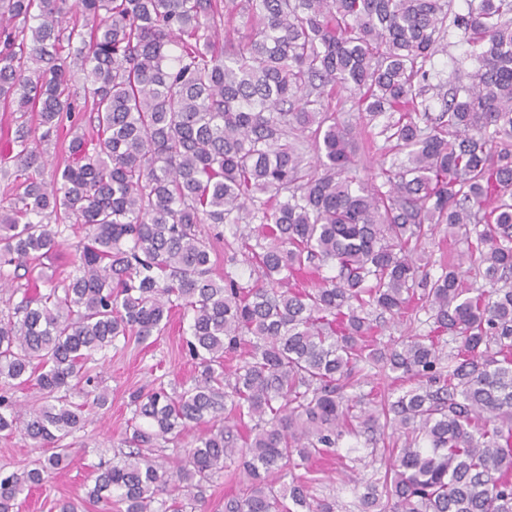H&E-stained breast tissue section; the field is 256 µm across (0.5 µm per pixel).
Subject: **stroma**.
<instances>
[{"label": "stroma", "mask_w": 512, "mask_h": 512, "mask_svg": "<svg viewBox=\"0 0 512 512\" xmlns=\"http://www.w3.org/2000/svg\"><path fill=\"white\" fill-rule=\"evenodd\" d=\"M332 105L337 118L353 129L352 150L358 177L371 181L381 164L393 160L390 142L379 134L377 127L367 125L361 113L352 109L348 93L336 96ZM201 232L213 247L211 258L215 274L228 270L240 278L249 277L251 268L229 226L205 224ZM84 369L95 378L100 389L107 392L109 402L100 409L87 402L82 394H72V401L84 407L86 426L66 440L67 466L58 470L45 487L20 500V512H53L54 502L68 497L83 500L85 512H116L115 505L89 502L85 496L92 485L93 468L112 462L127 450L125 438L132 417L131 393L159 383L168 388L180 386L192 377L195 365L183 348L180 315L175 312L167 330L156 341L141 343L135 337H128L117 347L95 354ZM49 454V449L32 447L30 440L20 433H0V472L33 468ZM358 456V461L349 464L330 457L315 465L320 479L316 494L335 499L336 512H360V492L343 484L344 475L350 474L363 481L378 478L385 471L383 452L363 448Z\"/></svg>", "instance_id": "stroma-1"}]
</instances>
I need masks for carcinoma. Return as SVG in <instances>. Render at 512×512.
<instances>
[{"mask_svg": "<svg viewBox=\"0 0 512 512\" xmlns=\"http://www.w3.org/2000/svg\"><path fill=\"white\" fill-rule=\"evenodd\" d=\"M466 4L0 0V100L20 112L0 168L26 171L0 206V279L56 253L63 227H88L68 280L0 320V385L33 380L50 398L24 413L0 394V432L44 448L83 428L79 405L55 393L105 406L81 363L161 335L179 309L197 374L131 394L130 451L97 468L90 500L200 510L240 457L246 482L224 512H335L312 493L313 461L346 435L375 446L388 431L393 461L366 483L362 512H512V0ZM238 15L247 43L215 53L218 24ZM454 31L482 65L434 113L427 63ZM343 90L368 122L386 118L395 157L379 183L350 176L349 131L330 112ZM76 110L96 137L72 125L68 163L48 182L38 146ZM199 224L231 225L260 277L213 278ZM439 224L485 287L459 263L437 275L420 263ZM415 308L428 333L379 347L375 315ZM365 366L392 389L348 394ZM200 424L178 461L144 452ZM67 459L61 448L1 476L0 512ZM171 486L185 499L161 498Z\"/></svg>", "mask_w": 512, "mask_h": 512, "instance_id": "carcinoma-1", "label": "carcinoma"}]
</instances>
